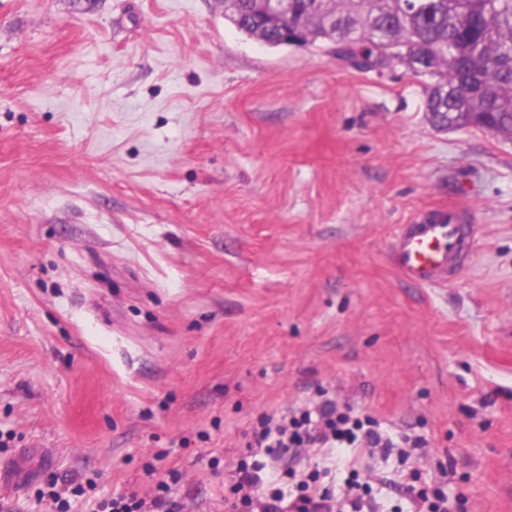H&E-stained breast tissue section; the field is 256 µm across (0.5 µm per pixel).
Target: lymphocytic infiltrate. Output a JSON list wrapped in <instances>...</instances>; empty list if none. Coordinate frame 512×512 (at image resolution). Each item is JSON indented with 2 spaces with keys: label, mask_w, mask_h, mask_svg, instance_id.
I'll use <instances>...</instances> for the list:
<instances>
[{
  "label": "lymphocytic infiltrate",
  "mask_w": 512,
  "mask_h": 512,
  "mask_svg": "<svg viewBox=\"0 0 512 512\" xmlns=\"http://www.w3.org/2000/svg\"><path fill=\"white\" fill-rule=\"evenodd\" d=\"M362 443L382 447L377 431L338 409L335 400L324 399L314 411L298 414H262L251 432L250 447L263 449L264 462L239 458L224 494L233 512H378L373 500L362 495V482L348 480L335 490L324 485L326 470L314 468L296 473V461L341 444ZM170 486L157 482L150 499L120 494L99 504L100 512H181L171 500Z\"/></svg>",
  "instance_id": "1"
}]
</instances>
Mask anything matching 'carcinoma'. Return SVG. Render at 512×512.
I'll list each match as a JSON object with an SVG mask.
<instances>
[{
    "label": "carcinoma",
    "mask_w": 512,
    "mask_h": 512,
    "mask_svg": "<svg viewBox=\"0 0 512 512\" xmlns=\"http://www.w3.org/2000/svg\"><path fill=\"white\" fill-rule=\"evenodd\" d=\"M224 18L253 20L254 0H234ZM262 42L304 24V43L351 42V51L378 66L406 65L426 79L424 111L443 131L478 128L512 137V0H284Z\"/></svg>",
    "instance_id": "carcinoma-1"
}]
</instances>
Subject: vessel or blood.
Instances as JSON below:
<instances>
[{
  "label": "vessel or blood",
  "mask_w": 512,
  "mask_h": 512,
  "mask_svg": "<svg viewBox=\"0 0 512 512\" xmlns=\"http://www.w3.org/2000/svg\"><path fill=\"white\" fill-rule=\"evenodd\" d=\"M473 231L457 208L418 212L395 238L393 265L405 280L419 286L447 281L464 257Z\"/></svg>",
  "instance_id": "obj_1"
}]
</instances>
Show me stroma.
I'll return each mask as SVG.
<instances>
[{
    "mask_svg": "<svg viewBox=\"0 0 512 512\" xmlns=\"http://www.w3.org/2000/svg\"><path fill=\"white\" fill-rule=\"evenodd\" d=\"M424 78L270 47L218 0H0V499L75 478L182 512L261 413L320 392L410 456L349 448L383 512L438 469L512 512V140L436 129ZM477 233L435 286L390 253L421 209Z\"/></svg>",
    "mask_w": 512,
    "mask_h": 512,
    "instance_id": "obj_1",
    "label": "stroma"
}]
</instances>
